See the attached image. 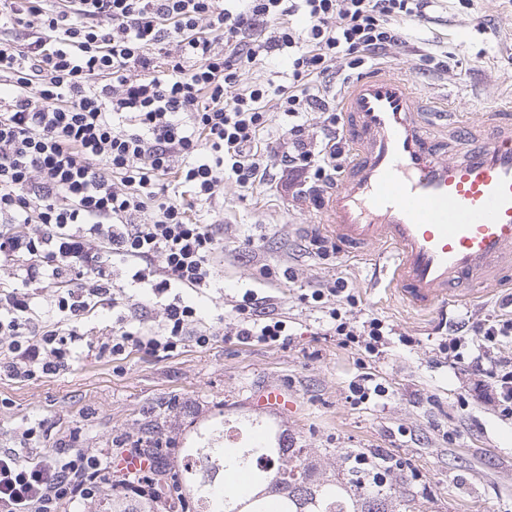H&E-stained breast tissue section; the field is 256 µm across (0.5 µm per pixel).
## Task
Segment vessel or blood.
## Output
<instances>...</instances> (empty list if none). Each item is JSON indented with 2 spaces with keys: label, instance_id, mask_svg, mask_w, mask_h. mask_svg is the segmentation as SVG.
I'll list each match as a JSON object with an SVG mask.
<instances>
[{
  "label": "vessel or blood",
  "instance_id": "obj_1",
  "mask_svg": "<svg viewBox=\"0 0 512 512\" xmlns=\"http://www.w3.org/2000/svg\"><path fill=\"white\" fill-rule=\"evenodd\" d=\"M348 160L323 222L353 255L377 251L389 291L424 313L512 286V108L439 122L410 78L378 67L338 95ZM257 406L288 411L267 387Z\"/></svg>",
  "mask_w": 512,
  "mask_h": 512
}]
</instances>
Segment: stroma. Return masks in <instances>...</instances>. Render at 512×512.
I'll return each mask as SVG.
<instances>
[{"instance_id": "obj_1", "label": "stroma", "mask_w": 512, "mask_h": 512, "mask_svg": "<svg viewBox=\"0 0 512 512\" xmlns=\"http://www.w3.org/2000/svg\"><path fill=\"white\" fill-rule=\"evenodd\" d=\"M387 63L409 75L437 102L461 117L512 102V0H429ZM191 221L215 224L218 286L196 297L217 336L206 348L186 346L175 357L132 351L120 364L92 357L68 372L30 383L0 379V448L13 444L21 419L46 417L55 434L75 433L79 447L111 448L150 436L172 447L190 444L203 427L252 413L262 385L287 387L294 408L284 422L295 447L324 465L360 451L398 460L417 499L433 512H512V418L501 415L477 384L469 358L452 363L440 353L443 317L412 315L394 296L371 287L376 257L337 252L322 261L307 239L320 212L300 196L266 184L240 188L234 180L211 204L190 205ZM291 269L292 278H265L263 265ZM343 278L355 305L345 316L376 317L394 329L383 356L365 357L325 335L321 308L302 294ZM250 288L271 297L288 317L290 342L280 347L224 339L227 299ZM412 337V345L401 337ZM372 374L382 395L352 402L350 387Z\"/></svg>"}]
</instances>
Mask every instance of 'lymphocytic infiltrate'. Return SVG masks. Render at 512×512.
<instances>
[{
    "label": "lymphocytic infiltrate",
    "instance_id": "1",
    "mask_svg": "<svg viewBox=\"0 0 512 512\" xmlns=\"http://www.w3.org/2000/svg\"><path fill=\"white\" fill-rule=\"evenodd\" d=\"M0 0V30L23 27V43L0 40V258L15 262L0 284V377L32 381L66 371L87 348L118 363L131 350L173 357L186 345H210L183 289L213 284L217 240L184 204L160 197L174 175L206 205L225 179L249 188L268 170L258 142L273 121L276 99L288 140L278 163L282 189L320 204L321 190L346 163L335 125L320 147L305 139L303 113L325 110L320 83L336 61L381 56L403 42L404 21L422 16L426 0ZM302 14L303 27L289 18ZM289 69L288 84L242 82L269 53ZM124 264L117 283L111 258ZM52 288L53 317L34 302ZM128 288L149 290L159 308L151 331L137 325ZM343 279L319 285L329 331L378 357L385 325L342 317L333 298ZM115 309L112 334L86 342L81 325L98 308ZM226 337L278 343L285 320L245 291L231 302ZM501 413L512 415V357L471 361ZM43 421L17 434L19 448L0 449V512H75L103 489L153 498L152 472L116 477L112 453L59 437L58 452L39 448Z\"/></svg>",
    "mask_w": 512,
    "mask_h": 512
}]
</instances>
